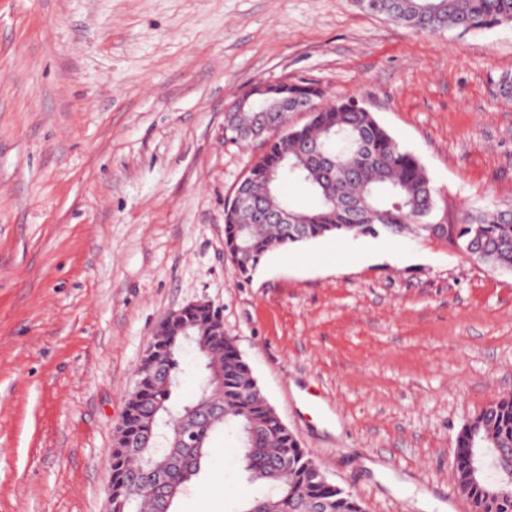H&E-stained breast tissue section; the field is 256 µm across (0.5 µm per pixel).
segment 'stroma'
I'll use <instances>...</instances> for the list:
<instances>
[{
    "label": "stroma",
    "instance_id": "stroma-1",
    "mask_svg": "<svg viewBox=\"0 0 512 512\" xmlns=\"http://www.w3.org/2000/svg\"><path fill=\"white\" fill-rule=\"evenodd\" d=\"M512 24L420 32L354 0H0V512H104L126 391L205 300L269 403L365 512H455L462 426L512 396V273L456 243L326 237L240 277L224 204L259 83L352 99L419 157L435 220L512 203ZM173 512H238L218 436ZM272 85L274 84L259 83L255 85L249 91L244 93L238 100H236L228 109L225 110V112H227L226 116L224 117L225 139L233 142L250 141L251 139H243L240 136L239 129H245L247 127H258L264 113L284 112L288 110V101L308 100L314 92L313 86L307 83L291 85H288V83H279L278 85L288 86V96L280 99L275 109L264 112H256L263 108V105H261L259 108L255 106L254 109H247L243 112H236L242 111L250 103L265 97V94Z\"/></svg>",
    "mask_w": 512,
    "mask_h": 512
}]
</instances>
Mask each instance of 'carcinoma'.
I'll return each mask as SVG.
<instances>
[{
  "mask_svg": "<svg viewBox=\"0 0 512 512\" xmlns=\"http://www.w3.org/2000/svg\"><path fill=\"white\" fill-rule=\"evenodd\" d=\"M389 4L375 14L419 31L448 28L473 30L512 23V0H375ZM262 113L247 109L224 117V138L241 142L240 130L256 127ZM265 152L245 179L250 206L261 205L289 215L282 224L246 220L247 210L235 195L224 206V246L235 270L248 278L270 252L319 238L385 234L438 235L455 239L470 254L487 255L486 262L512 270V204L465 212L460 224H437L427 211L436 208V188L421 160L400 146L371 112L350 99L334 100L314 113L303 126L279 135L275 126L263 129ZM293 178L318 199L310 209L294 207L280 193L279 180ZM193 334V346L205 370L192 400L172 402L182 373L180 352L184 332ZM153 343L172 346L165 373L142 381L141 399L127 407L129 437L146 439L133 458L125 448L112 449V486L121 491L133 467H158L166 477L167 493L128 502L129 512H171L184 487L198 477L210 457V443L223 431L235 435L244 470L263 484L260 496L245 497L237 512H251L260 503L263 512H363L357 498L324 484L322 472L295 435L278 425L272 408L260 393L248 390L251 369L229 336L221 335L214 310L186 312L168 323ZM220 388L224 416L208 421L203 411L211 391ZM176 410L199 432V445L184 448L162 434L155 424ZM477 430L487 439L492 455L488 480L474 485L469 478V436ZM457 490L466 493L473 512H512V397L492 400L468 421L458 437L455 458Z\"/></svg>",
  "mask_w": 512,
  "mask_h": 512,
  "instance_id": "cac0c4a2",
  "label": "carcinoma"
}]
</instances>
